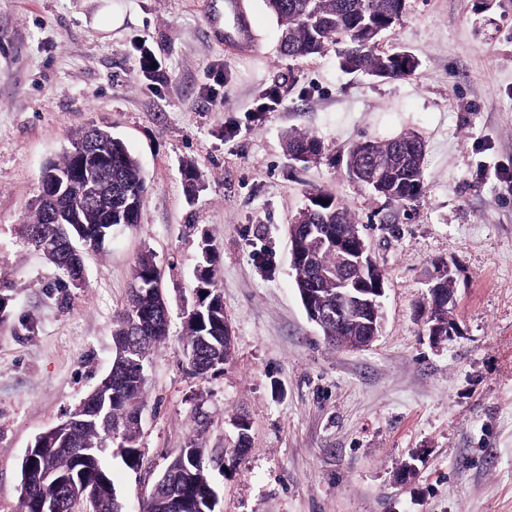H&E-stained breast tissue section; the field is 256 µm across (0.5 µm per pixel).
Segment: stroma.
<instances>
[{"mask_svg": "<svg viewBox=\"0 0 512 512\" xmlns=\"http://www.w3.org/2000/svg\"><path fill=\"white\" fill-rule=\"evenodd\" d=\"M122 2L125 26L104 33L101 0H0V512L18 508L35 436L110 371L147 251L171 320L146 359L140 464L112 462L123 512H143L191 442L227 460L212 471L218 512H512V0H406L378 39L415 58L399 79L347 73L332 47L282 58L264 0ZM240 14L244 52L224 45ZM144 50L160 79L140 71ZM272 89L281 106L260 111ZM91 126L139 157L148 191L138 224L85 254L75 288L27 226L43 164ZM291 132L315 136L319 156L291 160ZM404 132L425 142V181L398 204L352 180L345 156ZM317 190L364 225L384 274L382 331L364 351L327 344L295 287L288 226ZM205 236L233 347L199 376L183 314ZM436 261L456 299L439 340L416 313ZM240 415L250 446L234 461Z\"/></svg>", "mask_w": 512, "mask_h": 512, "instance_id": "stroma-1", "label": "stroma"}]
</instances>
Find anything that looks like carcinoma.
Instances as JSON below:
<instances>
[{"instance_id":"1","label":"carcinoma","mask_w":512,"mask_h":512,"mask_svg":"<svg viewBox=\"0 0 512 512\" xmlns=\"http://www.w3.org/2000/svg\"><path fill=\"white\" fill-rule=\"evenodd\" d=\"M280 27L279 53L289 59H303L322 53L330 44L338 45L342 67L350 72H363L380 78H398L410 73L415 60L408 54L380 55L376 42L379 28L399 20L405 0H265ZM96 137L97 150L112 151V208L95 202V180L82 183L83 205L79 211L64 203L58 212L70 216L74 223H46V204L36 199V208L28 230L39 229L46 237L61 231L79 241L87 249H99L97 236L107 225L136 224L147 191L146 176L138 157L126 144L110 141V132L91 129L69 140L64 160L49 161L44 173L67 174L74 168V157L81 152L88 134ZM288 154L305 162L320 153V142L310 134L291 133L286 139ZM422 141L414 134H403L386 141L365 140L354 144L346 154L350 177L369 184L375 192L394 202L412 200L424 187ZM315 202L301 211L291 225L292 253L318 249L317 259L310 263H293L299 296L309 293L324 309L320 328L327 342L342 347H355L353 338L365 336L374 310L356 301L343 303L349 288L336 282L333 269L349 266L336 251V238L346 232L361 233L352 214L335 196L322 192L309 193ZM326 203H321V200ZM209 252L199 265L197 296L200 312L194 323L185 327L183 356L190 370L204 376L229 359L231 340L226 338L229 322L223 304L216 295L217 251L210 242ZM53 265L75 288H81L85 276L81 260L65 256ZM161 272L152 255H140L134 266V288L127 307L113 322L112 338L115 354L112 376L105 377L94 390L95 407L82 415L73 426L63 420L45 448L34 453L28 474L26 496L20 499L18 512H80L88 503L93 512H122L116 493L112 468V440L120 436V458L133 469L139 462L137 439L143 409L144 361L148 352L161 344L168 326L153 325L154 284ZM238 435L233 453L243 455L249 444L248 424L240 416L236 421ZM164 488L149 497L147 512H209L208 501L214 487L204 461L203 449L192 443L168 465L161 477Z\"/></svg>"}]
</instances>
